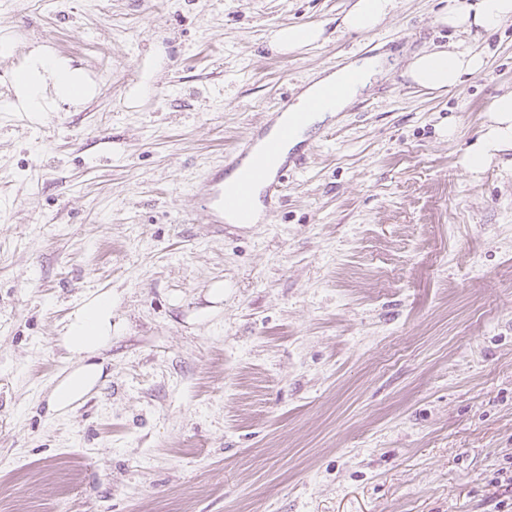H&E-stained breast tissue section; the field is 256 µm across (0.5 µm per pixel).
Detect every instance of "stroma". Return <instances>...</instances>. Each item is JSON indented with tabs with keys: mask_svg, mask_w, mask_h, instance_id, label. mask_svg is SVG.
<instances>
[{
	"mask_svg": "<svg viewBox=\"0 0 512 512\" xmlns=\"http://www.w3.org/2000/svg\"><path fill=\"white\" fill-rule=\"evenodd\" d=\"M0 0V100L33 49L94 94L0 112V512H512V169L464 149L512 90V20L448 92V0ZM323 24L283 52L279 28ZM384 70L298 145L253 224L191 181L281 101ZM112 295L104 379L47 417L78 301ZM394 0H356L343 15L341 25L351 32H368L374 29L392 8ZM458 43L454 49L425 50L415 53L405 75L417 87L428 90H451L463 77L483 70L486 55L471 46Z\"/></svg>",
	"mask_w": 512,
	"mask_h": 512,
	"instance_id": "stroma-1",
	"label": "stroma"
}]
</instances>
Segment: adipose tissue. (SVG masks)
<instances>
[{"mask_svg": "<svg viewBox=\"0 0 512 512\" xmlns=\"http://www.w3.org/2000/svg\"><path fill=\"white\" fill-rule=\"evenodd\" d=\"M393 0H355L343 15L341 25L351 32L364 33L374 29L387 15ZM512 19V0H451L438 21L459 33L492 31ZM486 55L470 46L425 50L415 53L406 75L417 87L428 90H450L462 83L465 76L483 70ZM366 66H347L309 86L300 96V105L320 96L330 85L347 87V94L329 103L328 112L343 110L350 102V92L363 86ZM15 98L11 110L38 116L56 102L78 103L92 92L81 72L49 53H32L26 65L13 76ZM489 123L479 140L469 146L463 164L468 171L479 172L491 161L494 153L512 148V92L497 96L489 107ZM59 339L74 365L53 387L48 397L50 414L62 416L73 410L101 381L102 364L96 355L112 344V296L95 293L85 297L70 313L61 328Z\"/></svg>", "mask_w": 512, "mask_h": 512, "instance_id": "1", "label": "adipose tissue"}]
</instances>
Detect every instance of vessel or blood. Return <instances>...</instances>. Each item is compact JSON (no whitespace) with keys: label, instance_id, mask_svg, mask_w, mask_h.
Segmentation results:
<instances>
[{"label":"vessel or blood","instance_id":"1","mask_svg":"<svg viewBox=\"0 0 512 512\" xmlns=\"http://www.w3.org/2000/svg\"><path fill=\"white\" fill-rule=\"evenodd\" d=\"M295 134L296 126L292 123L282 125L274 134L260 128L226 153L222 165L209 168L194 181L191 190L201 201L210 223H223L228 214L237 223H249L254 195L270 200L278 198L285 176L297 166V154L287 149ZM273 158L279 159L280 164L272 171L268 162ZM236 169L241 170V177L232 189H225V172Z\"/></svg>","mask_w":512,"mask_h":512}]
</instances>
